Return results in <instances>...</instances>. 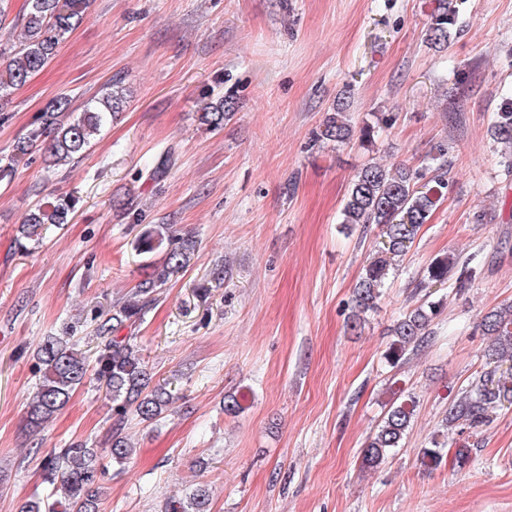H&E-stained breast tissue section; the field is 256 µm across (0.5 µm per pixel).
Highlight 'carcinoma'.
Returning <instances> with one entry per match:
<instances>
[{
	"label": "carcinoma",
	"mask_w": 512,
	"mask_h": 512,
	"mask_svg": "<svg viewBox=\"0 0 512 512\" xmlns=\"http://www.w3.org/2000/svg\"><path fill=\"white\" fill-rule=\"evenodd\" d=\"M461 0H434L426 30L427 42L437 49L448 47L457 31ZM88 0H26L23 33L19 46L5 53L3 73L0 74V99L10 89L24 84L40 70L55 53L64 35L82 22ZM127 93L123 78L115 75L98 96L81 111L72 109L66 97L50 101L41 117L13 144L5 161H0V181L10 180L14 162L42 145L48 152L46 162L55 166L84 153L92 136L126 108ZM232 101L218 98L206 103L199 121L212 131L224 127L231 116ZM492 136L501 145V155L512 166V95L503 100L491 126ZM374 128H356L347 114V105H336V111L324 120L318 137L345 144L354 136L363 142L371 141ZM439 174L428 181L423 175L404 166H385L369 163L351 179L341 209L340 223L351 230L358 224L381 227L382 247L379 256L365 267L354 288L352 328L365 321V315L377 308L384 295L389 271L396 258L406 254L420 227L427 223L448 187V168L439 164ZM75 199L58 195L37 205L26 213L18 225L16 244L22 249L42 239L44 226L56 227L72 219ZM166 248L162 263L138 284L134 303L112 307V313H97V331L103 344L96 357L94 375L106 396L112 400L113 423L102 448H91L83 441H74L64 448H54L45 457L48 482L55 486L59 498L45 502L39 498L26 501L20 512H100L105 494L101 485L100 459L108 456L112 464L123 467L135 455L136 449L124 434L128 412L142 422H153L173 404V395L166 388L152 385L135 337L121 336L123 328L143 322L156 294L170 278L188 265L195 254L197 242L173 230L171 224H157L146 230L138 240L142 254ZM479 275L473 259L461 263L442 259L427 269L430 283L443 284L455 278L458 287L470 284ZM441 308L438 301L424 302L406 312L394 328L396 351L402 353L416 347L428 335V327ZM481 326L490 339L487 356L494 363L512 361V303L487 312ZM39 382L26 412V427L34 434L41 431L71 400L73 393L88 378L87 358L70 336H47L38 347ZM512 403V370L494 368L475 377L461 397L448 407L445 423L477 429L488 425L492 413L504 403ZM413 405L401 403L391 407L382 424L362 449V465L375 468L384 463L397 449L404 447L412 426ZM163 512H210V492L204 485L195 487L188 495L170 497Z\"/></svg>",
	"instance_id": "obj_1"
}]
</instances>
